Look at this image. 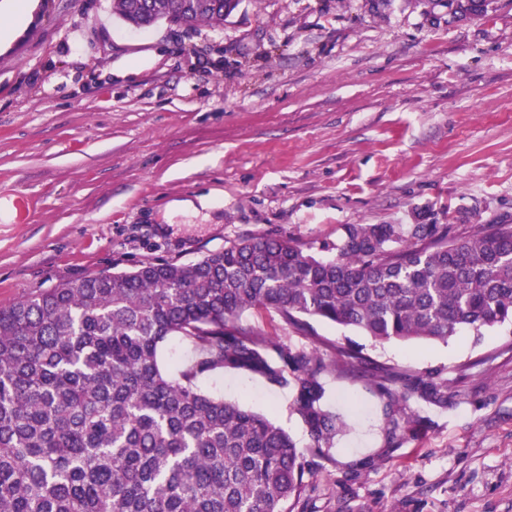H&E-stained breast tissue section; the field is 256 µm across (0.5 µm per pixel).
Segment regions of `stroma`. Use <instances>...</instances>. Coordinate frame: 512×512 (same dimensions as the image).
Instances as JSON below:
<instances>
[{
  "mask_svg": "<svg viewBox=\"0 0 512 512\" xmlns=\"http://www.w3.org/2000/svg\"><path fill=\"white\" fill-rule=\"evenodd\" d=\"M214 197L213 206L190 201ZM345 224H512V0L456 21L414 0H240L221 24L136 29L112 0H37L0 48V307L101 271L187 264L242 237L320 249ZM332 359L448 386L389 446L387 395L329 372L346 423L304 512H512V328L448 344L243 316ZM205 387L309 435L288 389L241 371Z\"/></svg>",
  "mask_w": 512,
  "mask_h": 512,
  "instance_id": "obj_1",
  "label": "stroma"
}]
</instances>
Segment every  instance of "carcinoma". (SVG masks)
Segmentation results:
<instances>
[{
  "label": "carcinoma",
  "mask_w": 512,
  "mask_h": 512,
  "mask_svg": "<svg viewBox=\"0 0 512 512\" xmlns=\"http://www.w3.org/2000/svg\"><path fill=\"white\" fill-rule=\"evenodd\" d=\"M495 0H417L459 20ZM240 0H112L139 27L222 23ZM275 313L299 331L320 320L373 342L481 340L512 326V224H344L336 257L261 236L189 264L149 261L89 275L0 307V512H293L312 461L343 431L326 409L330 364L242 321ZM171 336L194 360L170 376ZM401 396L448 403L447 385L341 348ZM247 371L292 390L310 442L268 415L210 395L198 379ZM388 439L413 423L385 407ZM195 349L192 343L174 337L162 346L160 358L162 365L175 376L172 366L176 363H187L194 357Z\"/></svg>",
  "instance_id": "cac0c4a2"
}]
</instances>
